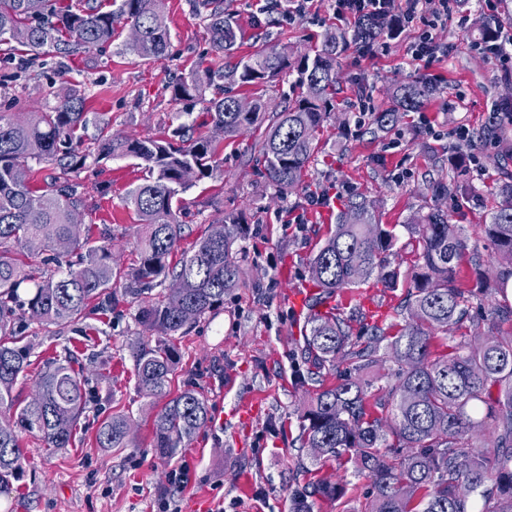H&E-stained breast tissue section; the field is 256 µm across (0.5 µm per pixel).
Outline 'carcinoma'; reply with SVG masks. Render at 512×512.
<instances>
[{"label":"carcinoma","mask_w":512,"mask_h":512,"mask_svg":"<svg viewBox=\"0 0 512 512\" xmlns=\"http://www.w3.org/2000/svg\"><path fill=\"white\" fill-rule=\"evenodd\" d=\"M108 2L0 0V44L13 43L32 60L50 52L62 59L112 44L119 36L115 21L122 18L129 27L124 50L143 60L166 56L170 31L161 0ZM386 23L395 20L360 19L350 39L368 45ZM205 26L214 51L228 62L180 78L173 96L202 97L214 90L207 116L212 131L226 138L265 126L254 158L284 198L301 184L319 150L315 133L336 111L338 58L348 38L327 37L312 57L293 59L288 48L264 44L238 58L242 33L233 14L217 5ZM287 72L297 74L302 88L295 102L273 106L253 97L247 111L238 110L244 99L239 90L255 91ZM432 92L419 81L398 85L392 105L375 117L377 129L391 127L401 112L419 111ZM86 103L84 92L72 88L42 112L0 110V494L23 474L20 433L38 436L50 449L68 448L87 408L84 368H75L69 354L45 360L30 401L13 394L29 366L28 320L74 323L111 309L121 297L131 299L139 304L138 323L150 333L133 352L138 388L165 399L153 419L156 456L176 457L210 418L201 392L170 394L179 357L173 335L223 304L224 293L236 286L239 221L224 216L181 252L183 230L173 202L218 170V144L190 124L173 130L182 142L175 146L165 136L131 138L105 123L89 147L83 135ZM101 157L137 159L147 173L125 197L137 221L136 259L126 268L114 261L110 228L95 237L82 224L84 199L75 178L88 159ZM32 160L55 166L47 186L36 183ZM502 193L505 200L491 213L485 236L495 259L512 264V181ZM407 227L416 235L417 264L397 335L387 337L373 326L370 335L355 336L350 319L331 311L306 321L301 358L308 367L298 380L313 389L305 391L299 410L301 447L317 464L347 460L355 475L370 479L363 512H512V338L448 336L445 349L435 348V332L451 331L468 318L475 293L459 283L458 265L478 249L460 225L434 208L411 215ZM396 241L393 229L379 223L373 201L351 197L308 259V279L318 293L307 308L373 276L385 288L399 287L400 271L389 259ZM177 251L181 259L172 266L169 258ZM36 253L47 254L48 262L75 253L77 263L38 273L26 262ZM511 277L512 271L476 283L481 296L494 301L489 315L512 313L506 304ZM26 282L33 288L22 299L18 290ZM157 286L164 291L153 293ZM387 361L397 365L394 383L367 377ZM131 429L130 418L112 415L100 423L96 443L126 448ZM475 432L488 434L494 459L469 447ZM346 486L344 479L319 478L293 498L291 512H313L315 500L340 499Z\"/></svg>","instance_id":"obj_1"}]
</instances>
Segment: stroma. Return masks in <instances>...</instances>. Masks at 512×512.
<instances>
[{"instance_id":"1","label":"stroma","mask_w":512,"mask_h":512,"mask_svg":"<svg viewBox=\"0 0 512 512\" xmlns=\"http://www.w3.org/2000/svg\"><path fill=\"white\" fill-rule=\"evenodd\" d=\"M245 32L243 52L256 49L259 36L297 55L313 54L328 35L352 34L354 19H336L328 0H315L304 13L289 15L275 0H223ZM171 34L168 54L145 62L123 51L121 42L106 50L77 53L62 70L36 62L21 79L11 63L0 61V100H17L28 111L54 105L49 84L84 90L89 121H108L132 138L167 136L180 124L211 127L203 99H177L171 84L216 60L199 0H162ZM487 20L480 0L454 10L445 36L448 56L427 63L414 59V36H378L369 46L348 43L340 56L336 116L318 133L321 150L301 185L286 199L274 197L263 165L250 147L254 132L220 145L221 165L213 177L197 182L177 202L185 226L183 248L208 233L224 215L241 217L242 275L225 292L224 303L175 335L179 363L171 393L201 392L210 421L177 457L162 460L151 448L154 413L161 399L136 383L133 349L142 334L137 307L122 301L65 326L28 322L31 364L14 393L30 400L43 362L70 351L89 377L88 410L74 430L70 448L50 451L31 434H20L24 474L9 494L0 496L7 512H289L297 490L314 478L343 475L333 461L312 464L300 446L297 409L304 392L298 373L306 310L295 309L290 292L310 288L306 264L334 228L322 221L348 198L363 195L376 203L380 223L398 238L392 264L401 272L399 288L387 290L368 280L352 291L360 313L355 333L381 326L395 335L415 264V241L405 224L413 213L431 207L447 211L478 242L477 255L460 264L463 287H474L479 272L497 270L484 239L490 214L502 204L499 187L512 178V124L503 126L506 143L486 130L501 99H512L495 60L479 51L478 28ZM424 80L435 92L419 111L400 114L385 132L372 134L375 113L390 104L399 83ZM464 125L472 142L456 141ZM477 154V165H454V155ZM136 160L87 163L77 181L85 201L84 223L108 225L118 263L129 264L135 215L124 196L140 183ZM440 181L458 186L461 196L437 197ZM126 415L134 422L129 447H98L101 421ZM182 470L184 484L171 485L165 473Z\"/></svg>"}]
</instances>
